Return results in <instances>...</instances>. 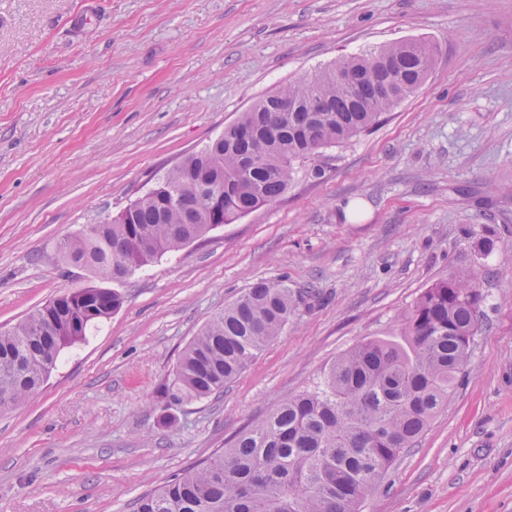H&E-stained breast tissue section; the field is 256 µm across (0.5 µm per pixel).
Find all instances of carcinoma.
I'll use <instances>...</instances> for the list:
<instances>
[{"label": "carcinoma", "instance_id": "obj_1", "mask_svg": "<svg viewBox=\"0 0 512 512\" xmlns=\"http://www.w3.org/2000/svg\"><path fill=\"white\" fill-rule=\"evenodd\" d=\"M402 66L400 91L376 98L382 62ZM433 48L421 39L352 54L261 97L203 149L157 178L119 215L61 240L59 261L119 281L210 231L276 201L320 150L370 131L426 81ZM293 105L297 112H283ZM322 105L326 112H312ZM174 187L179 195L163 198ZM483 300L469 277L426 289L399 334L339 355L319 383L288 397L225 447L139 496L134 512H360L386 470L448 405L479 328ZM123 305L105 287L60 295L0 330V410L39 393L62 350ZM295 312L284 280L255 283L215 313L159 390L168 410L224 393Z\"/></svg>", "mask_w": 512, "mask_h": 512}]
</instances>
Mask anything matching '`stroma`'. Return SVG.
<instances>
[{
  "label": "stroma",
  "instance_id": "obj_1",
  "mask_svg": "<svg viewBox=\"0 0 512 512\" xmlns=\"http://www.w3.org/2000/svg\"><path fill=\"white\" fill-rule=\"evenodd\" d=\"M410 38L435 47L427 80L322 150L320 175L111 282L122 308L0 413V512H133L451 275L483 294L467 365L361 512H512V0H0V328L99 285L55 262L58 239L118 214L262 95ZM281 277L300 298L283 334L163 424L158 390L186 344Z\"/></svg>",
  "mask_w": 512,
  "mask_h": 512
}]
</instances>
